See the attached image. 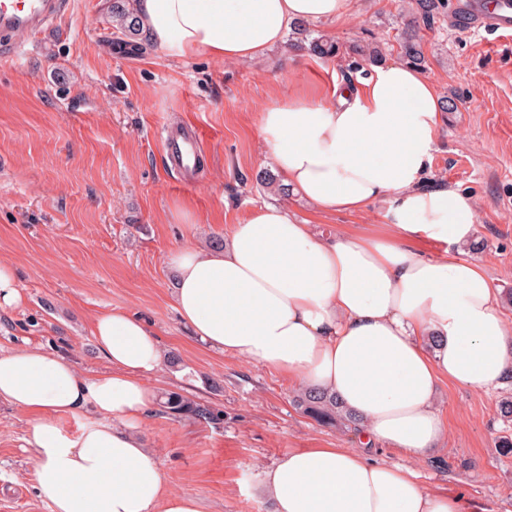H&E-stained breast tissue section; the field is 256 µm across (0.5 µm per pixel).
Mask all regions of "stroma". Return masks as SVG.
<instances>
[{"label": "stroma", "mask_w": 512, "mask_h": 512, "mask_svg": "<svg viewBox=\"0 0 512 512\" xmlns=\"http://www.w3.org/2000/svg\"><path fill=\"white\" fill-rule=\"evenodd\" d=\"M459 0L431 23L414 0H363L354 18L315 23L336 45L323 59L286 44L261 63H188L143 39L113 41V0H67L46 37L0 63V259L13 263L23 301L0 311V350L44 346L83 372L105 369L90 336L95 316L121 308L157 334L166 364L151 385L218 411L219 420L152 408L147 445L169 487L202 512H271L259 474L288 450L348 448L352 433L296 408L299 386L281 373L208 348L175 309L176 248L226 243L257 206L280 201L260 187L271 168L259 135L269 101L291 88L367 77L400 58L412 25L447 106L432 175L470 192L479 224L464 255L482 264L498 296L512 292V37L467 34ZM194 125L201 166L180 169L162 141ZM441 385L447 438L419 466L420 480L461 494L468 512H512V448L499 445V403ZM27 418L0 404V512H49L24 448Z\"/></svg>", "instance_id": "1"}]
</instances>
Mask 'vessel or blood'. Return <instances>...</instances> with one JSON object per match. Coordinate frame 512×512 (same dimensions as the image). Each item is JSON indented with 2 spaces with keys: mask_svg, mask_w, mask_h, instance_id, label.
I'll return each instance as SVG.
<instances>
[{
  "mask_svg": "<svg viewBox=\"0 0 512 512\" xmlns=\"http://www.w3.org/2000/svg\"><path fill=\"white\" fill-rule=\"evenodd\" d=\"M64 10L62 0H0V33L9 37L0 44V54L15 55L17 49L42 34ZM464 27L470 32H490L512 36V0H463ZM169 155L185 169L196 164L199 140L196 135L168 137L163 141Z\"/></svg>",
  "mask_w": 512,
  "mask_h": 512,
  "instance_id": "1",
  "label": "vessel or blood"
}]
</instances>
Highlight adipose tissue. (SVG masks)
<instances>
[{
  "label": "adipose tissue",
  "mask_w": 512,
  "mask_h": 512,
  "mask_svg": "<svg viewBox=\"0 0 512 512\" xmlns=\"http://www.w3.org/2000/svg\"><path fill=\"white\" fill-rule=\"evenodd\" d=\"M151 41L183 61H262L297 22L347 19L358 0H135ZM436 85L404 62L374 65L359 91L286 95L259 134L283 184L320 215L382 204V232L328 238L285 203L257 207L221 247H179L180 316L210 347L335 396L358 416L351 448L291 450L260 473L272 512H464L459 497L381 458L419 460L447 435L442 381L480 392L512 368V323L483 267L463 259L478 205L428 173ZM441 245L432 256L421 242ZM106 370L85 373L41 346L0 354V402L28 417L25 441L50 512H200L170 490L143 428L159 341L125 310L97 315ZM83 417L64 429L66 417Z\"/></svg>",
  "instance_id": "adipose-tissue-1"
}]
</instances>
